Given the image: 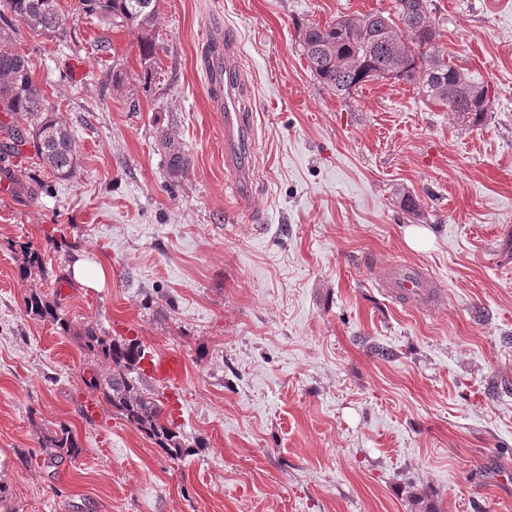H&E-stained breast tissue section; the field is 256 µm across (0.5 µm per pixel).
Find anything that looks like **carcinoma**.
I'll return each instance as SVG.
<instances>
[{
	"instance_id": "1",
	"label": "carcinoma",
	"mask_w": 512,
	"mask_h": 512,
	"mask_svg": "<svg viewBox=\"0 0 512 512\" xmlns=\"http://www.w3.org/2000/svg\"><path fill=\"white\" fill-rule=\"evenodd\" d=\"M396 3L393 17L371 12L304 27L298 45L311 72L338 96L368 82L367 71L376 79L391 72L394 82L417 84L428 99L473 123L481 121L488 107L487 85L453 60L426 51L439 39L429 0ZM158 6L159 0H78L76 11L87 20L137 32L140 56L147 62L159 50L154 31ZM6 12L40 35L59 31L65 21L59 0H0L1 19ZM0 113L6 117L0 120V172L29 144L42 167L54 177L73 176L78 166V142L66 118L36 84L29 58L13 46L6 33L0 34ZM162 146L169 174L174 178L186 176L189 161L181 146L168 137ZM25 308L33 319L49 321L65 333L73 331L57 300L35 292L26 299ZM73 332L79 336L88 360L108 366L106 376L91 378L87 386L168 454L182 455L184 435L174 426L162 401L145 385L140 343L102 335L88 325ZM42 447L57 448L70 456L78 452L76 439L65 425L44 436Z\"/></svg>"
}]
</instances>
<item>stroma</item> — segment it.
<instances>
[{
  "label": "stroma",
  "mask_w": 512,
  "mask_h": 512,
  "mask_svg": "<svg viewBox=\"0 0 512 512\" xmlns=\"http://www.w3.org/2000/svg\"><path fill=\"white\" fill-rule=\"evenodd\" d=\"M76 3L54 37L9 29L80 153L67 180L15 159L30 190L0 196V512H512V0H430L442 49L489 89L476 125L415 84L339 97L310 71L298 28L395 0H160L148 86L135 32ZM224 31L252 127L240 195L202 64ZM26 244L42 262L23 278ZM77 249L107 288L73 280ZM405 263L441 282L430 308L381 288ZM35 292L181 357V457L87 387L77 338L27 315ZM63 424L78 456L39 444ZM165 150V158L169 174L174 178L184 177L188 174L189 161L188 158L178 144L165 137L162 141Z\"/></svg>",
  "instance_id": "35a3bbf8"
}]
</instances>
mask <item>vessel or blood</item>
<instances>
[{"label":"vessel or blood","instance_id":"b4317fda","mask_svg":"<svg viewBox=\"0 0 512 512\" xmlns=\"http://www.w3.org/2000/svg\"><path fill=\"white\" fill-rule=\"evenodd\" d=\"M237 49L228 41L213 40L207 54L208 86L213 104L222 110L224 120V155L243 158L249 150V135L239 97L241 74L236 68ZM391 296L410 302L416 308H429L439 288L420 268L403 265L390 272L384 281ZM145 376L167 385V410L173 418H181L183 403L177 389L184 373L181 358L174 354H148L141 363Z\"/></svg>","mask_w":512,"mask_h":512}]
</instances>
